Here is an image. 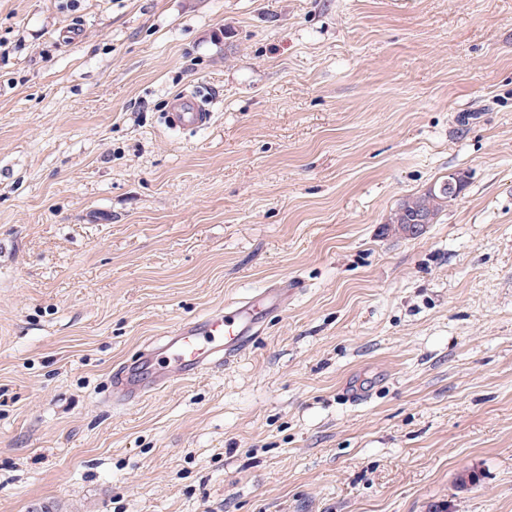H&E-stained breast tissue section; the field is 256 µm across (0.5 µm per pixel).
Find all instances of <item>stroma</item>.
Instances as JSON below:
<instances>
[{"label":"stroma","mask_w":512,"mask_h":512,"mask_svg":"<svg viewBox=\"0 0 512 512\" xmlns=\"http://www.w3.org/2000/svg\"><path fill=\"white\" fill-rule=\"evenodd\" d=\"M281 279L237 362L107 403ZM44 505L512 512V0H0V512ZM170 112L175 127L198 129L210 124L212 114L195 95L182 94L173 103ZM464 186L462 176L458 181V188L453 176L443 177L433 184V188L430 186L422 194L404 200L393 213L389 223L395 224L394 230L398 232L406 231L409 224H417L413 230L420 232L425 224H419V220L428 218L430 224L435 223L448 207V203L458 197Z\"/></svg>","instance_id":"obj_1"}]
</instances>
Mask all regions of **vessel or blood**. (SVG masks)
Listing matches in <instances>:
<instances>
[{
    "mask_svg": "<svg viewBox=\"0 0 512 512\" xmlns=\"http://www.w3.org/2000/svg\"><path fill=\"white\" fill-rule=\"evenodd\" d=\"M170 117L176 127L198 129L209 125L212 114L197 96L183 94L175 99ZM293 293L281 280L245 300L176 323L147 343L134 361L113 371L109 402L125 406L175 380L223 369L248 350L263 333L268 315L285 308Z\"/></svg>",
    "mask_w": 512,
    "mask_h": 512,
    "instance_id": "1",
    "label": "vessel or blood"
}]
</instances>
